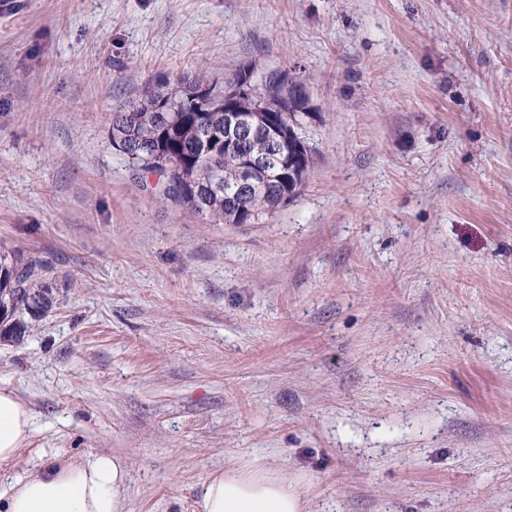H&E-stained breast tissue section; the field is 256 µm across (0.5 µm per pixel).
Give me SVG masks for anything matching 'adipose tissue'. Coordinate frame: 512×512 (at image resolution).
<instances>
[{
  "instance_id": "ef3b65f1",
  "label": "adipose tissue",
  "mask_w": 512,
  "mask_h": 512,
  "mask_svg": "<svg viewBox=\"0 0 512 512\" xmlns=\"http://www.w3.org/2000/svg\"><path fill=\"white\" fill-rule=\"evenodd\" d=\"M33 425L31 411L0 390V464L13 461ZM127 473L118 458L97 452L36 465L0 480V512H120ZM298 479L254 463L212 472L200 492L202 512H305Z\"/></svg>"
}]
</instances>
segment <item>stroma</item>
Listing matches in <instances>:
<instances>
[{
  "label": "stroma",
  "instance_id": "35a3bbf8",
  "mask_svg": "<svg viewBox=\"0 0 512 512\" xmlns=\"http://www.w3.org/2000/svg\"><path fill=\"white\" fill-rule=\"evenodd\" d=\"M299 73L302 193L160 201L113 108ZM51 306L0 337L32 412L0 477L106 452L122 512L258 460L307 512H512V0H0V251Z\"/></svg>",
  "mask_w": 512,
  "mask_h": 512
}]
</instances>
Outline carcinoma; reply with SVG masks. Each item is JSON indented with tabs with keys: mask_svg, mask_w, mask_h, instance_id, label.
Returning a JSON list of instances; mask_svg holds the SVG:
<instances>
[{
	"mask_svg": "<svg viewBox=\"0 0 512 512\" xmlns=\"http://www.w3.org/2000/svg\"><path fill=\"white\" fill-rule=\"evenodd\" d=\"M259 97H243L237 106L244 112L259 107L274 109L281 105L282 87L275 78H266L258 88ZM306 116L284 117L297 158L288 180L281 181L274 168L271 181L257 192L242 197L240 211L224 208V190L215 186L217 179L231 182L236 176L234 153L224 152V96L202 81L175 79L147 90L141 99L112 110L111 137L129 163L148 173L159 175L163 198L202 219L222 224H258L272 213L273 195L288 193L296 198L311 172L312 149L301 139L297 129ZM212 128L215 143L203 151L199 144V122ZM46 275L37 258L15 253L11 263L0 266V335L19 336L25 332L22 316H36L49 305L47 289H35Z\"/></svg>",
	"mask_w": 512,
	"mask_h": 512,
	"instance_id": "obj_1",
	"label": "carcinoma"
}]
</instances>
